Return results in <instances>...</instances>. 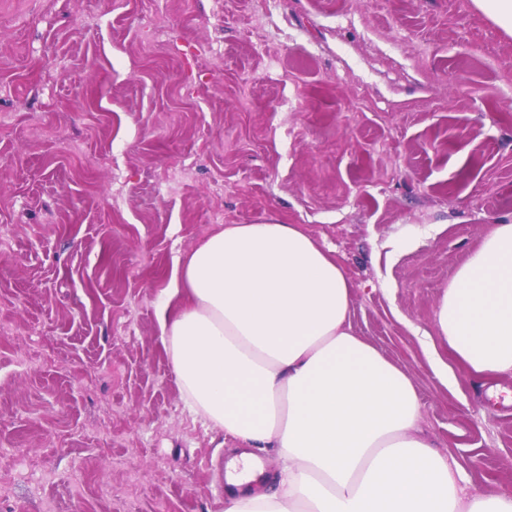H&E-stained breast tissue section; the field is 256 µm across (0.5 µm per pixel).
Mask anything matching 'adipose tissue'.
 <instances>
[{
  "mask_svg": "<svg viewBox=\"0 0 512 512\" xmlns=\"http://www.w3.org/2000/svg\"><path fill=\"white\" fill-rule=\"evenodd\" d=\"M353 285L301 225L228 224L177 258L163 344L189 412L242 443L225 512H512L472 494L420 430L411 377L351 325ZM432 366L512 373V222L494 225L435 315ZM282 468L254 492V451Z\"/></svg>",
  "mask_w": 512,
  "mask_h": 512,
  "instance_id": "adipose-tissue-1",
  "label": "adipose tissue"
}]
</instances>
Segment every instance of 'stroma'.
<instances>
[{
	"mask_svg": "<svg viewBox=\"0 0 512 512\" xmlns=\"http://www.w3.org/2000/svg\"><path fill=\"white\" fill-rule=\"evenodd\" d=\"M303 225L470 492L512 491V375L423 333L512 221V35L472 0H0V512H224L158 319L227 224ZM422 343L432 354V366L434 370L442 377V379L448 384H453L456 380V375L451 366L448 365V361H445L438 353L435 347L434 340L429 333L421 336Z\"/></svg>",
	"mask_w": 512,
	"mask_h": 512,
	"instance_id": "stroma-1",
	"label": "stroma"
}]
</instances>
